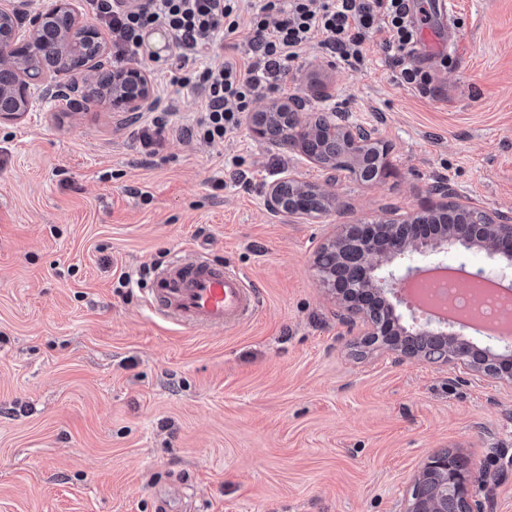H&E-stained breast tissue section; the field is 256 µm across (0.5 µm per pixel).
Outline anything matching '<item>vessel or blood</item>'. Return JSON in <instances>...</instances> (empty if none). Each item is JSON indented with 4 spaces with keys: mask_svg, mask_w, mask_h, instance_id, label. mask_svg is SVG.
<instances>
[{
    "mask_svg": "<svg viewBox=\"0 0 512 512\" xmlns=\"http://www.w3.org/2000/svg\"><path fill=\"white\" fill-rule=\"evenodd\" d=\"M149 305L159 317L190 329H224L252 319L259 299L242 275L200 257L173 259L157 270Z\"/></svg>",
    "mask_w": 512,
    "mask_h": 512,
    "instance_id": "obj_1",
    "label": "vessel or blood"
}]
</instances>
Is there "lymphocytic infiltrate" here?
Masks as SVG:
<instances>
[{
	"label": "lymphocytic infiltrate",
	"mask_w": 512,
	"mask_h": 512,
	"mask_svg": "<svg viewBox=\"0 0 512 512\" xmlns=\"http://www.w3.org/2000/svg\"><path fill=\"white\" fill-rule=\"evenodd\" d=\"M243 0H86L93 19L112 37L117 60L138 53L155 28H163L183 61L193 68L176 74L168 63L157 77L202 96V111L189 135L223 143L262 88L276 89L288 64L312 43L349 67L364 60L362 45L386 29V45L407 84L428 85L431 76L415 61L418 43L413 0H255L249 17L252 61L248 67L214 64L226 37L240 29Z\"/></svg>",
	"instance_id": "obj_1"
}]
</instances>
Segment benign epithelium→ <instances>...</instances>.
<instances>
[{
    "label": "benign epithelium",
    "instance_id": "1",
    "mask_svg": "<svg viewBox=\"0 0 512 512\" xmlns=\"http://www.w3.org/2000/svg\"><path fill=\"white\" fill-rule=\"evenodd\" d=\"M106 49L92 26L80 20L71 0H52L31 13L29 0L0 3V119L18 120L39 101L83 99L104 92L101 101L114 112H151L160 101L149 75L138 66L110 69ZM249 131L258 141L296 146L310 159L325 163L328 151L344 148L350 173L362 178L368 156L380 166L373 180L390 169L388 150L360 126L336 124L329 113L303 120L289 103L277 101L250 114ZM273 215L320 218L338 206L335 195L285 174L267 191ZM450 209L470 215L463 224H439L426 236L423 224ZM450 250L481 252L492 260L471 273L480 280L512 277V211L480 212L464 204L426 203L403 221L380 219L343 224L314 259L321 287L349 314V329L360 317L365 328L359 343L374 346L396 362L460 366L473 377L512 385V346L480 345L463 334L466 323L448 326L419 320L401 310L400 291L420 267L417 258L441 260ZM488 475L462 455L441 452L428 457L415 476L406 512H493L476 487Z\"/></svg>",
    "mask_w": 512,
    "mask_h": 512
}]
</instances>
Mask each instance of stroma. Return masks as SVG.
<instances>
[{"mask_svg": "<svg viewBox=\"0 0 512 512\" xmlns=\"http://www.w3.org/2000/svg\"><path fill=\"white\" fill-rule=\"evenodd\" d=\"M452 8L442 33L420 30L428 93L401 83L380 31L357 68L305 49L266 96L374 129L391 162L376 183L244 124L218 145L180 135L201 97L162 82L176 132L154 156L101 102L0 122V512H405L446 450L512 512V387L358 354L313 266L338 225L402 219L438 183L512 208V0ZM289 173L338 209L270 214ZM178 253L252 281L256 318L203 332L153 315L140 272Z\"/></svg>", "mask_w": 512, "mask_h": 512, "instance_id": "1", "label": "stroma"}]
</instances>
